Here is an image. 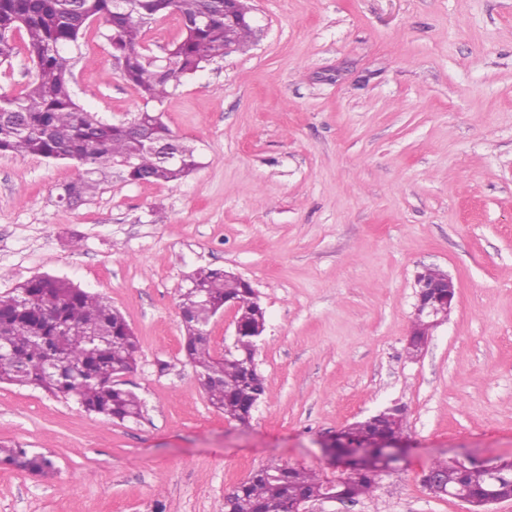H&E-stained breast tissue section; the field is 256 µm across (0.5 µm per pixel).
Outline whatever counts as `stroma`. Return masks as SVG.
<instances>
[{
    "mask_svg": "<svg viewBox=\"0 0 512 512\" xmlns=\"http://www.w3.org/2000/svg\"><path fill=\"white\" fill-rule=\"evenodd\" d=\"M251 7L258 39L160 107L199 154L181 182L116 174L71 208L57 195L73 166L0 156V296L51 275L106 298L139 338L119 382L144 402L119 423L0 384V441L56 464L0 467V512H224L225 491L271 461L335 479L322 442L393 405L407 454L371 496L310 512H467L423 471L512 458V0ZM70 83L107 122L145 105L99 23ZM201 267L241 275L265 310L268 393L245 425L213 410L182 351L179 290ZM427 268L457 302L412 358Z\"/></svg>",
    "mask_w": 512,
    "mask_h": 512,
    "instance_id": "obj_1",
    "label": "stroma"
}]
</instances>
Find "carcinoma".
Segmentation results:
<instances>
[{"instance_id": "obj_1", "label": "carcinoma", "mask_w": 512, "mask_h": 512, "mask_svg": "<svg viewBox=\"0 0 512 512\" xmlns=\"http://www.w3.org/2000/svg\"><path fill=\"white\" fill-rule=\"evenodd\" d=\"M246 0H133L124 9L113 0H0V65L18 53L14 33L25 34L24 49L35 78L18 92H0V155L36 156L68 161L83 175L65 185L57 196L61 205H78L94 196L96 175L127 160L125 178L155 184H176L198 166L194 149L175 136L155 109H144L133 123H106L76 101L70 84L69 53L89 26L98 21L117 60L122 79L146 103L163 104L182 79L224 56L231 47L244 48L253 35ZM169 15L178 17L182 36L163 65L152 64L144 39L152 24ZM170 147L165 160L150 146ZM206 294L192 288L179 292L187 362L212 407L224 418L246 423L267 382L258 371H247L245 356H254L258 329L266 326L265 310L253 303V289L242 279L225 277L221 268L197 271ZM239 302L242 330L234 351L215 355L205 336L224 300ZM11 353L0 356V383L34 385L55 397L75 399L87 412L112 421L136 420L142 403L132 391L119 387L117 377L137 366L139 340L124 316L103 297L50 275L33 277L0 296V341ZM405 410L379 428L359 421L347 434L395 441L402 437ZM0 466L34 475L55 471L46 454L23 445L0 444ZM430 469L445 477L448 491L465 484L481 494L512 493V475L491 484L479 473L463 480L448 461L436 460ZM380 473L355 464L334 486L319 474L278 463L267 464L224 494V512H292L298 502L336 493L353 502L371 495Z\"/></svg>"}]
</instances>
